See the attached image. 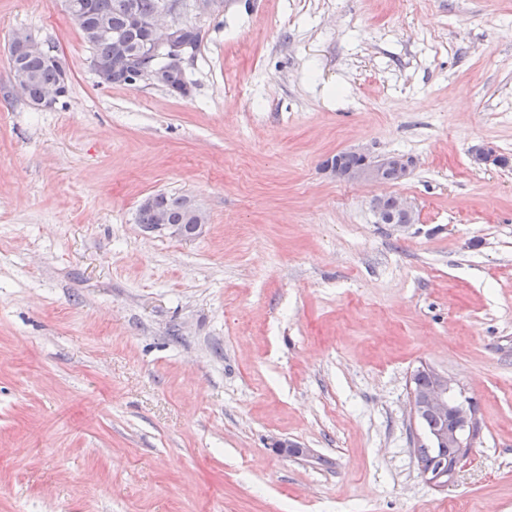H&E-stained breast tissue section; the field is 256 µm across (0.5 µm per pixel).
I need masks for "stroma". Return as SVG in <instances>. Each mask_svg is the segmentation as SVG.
Here are the masks:
<instances>
[{
	"instance_id": "1",
	"label": "stroma",
	"mask_w": 512,
	"mask_h": 512,
	"mask_svg": "<svg viewBox=\"0 0 512 512\" xmlns=\"http://www.w3.org/2000/svg\"><path fill=\"white\" fill-rule=\"evenodd\" d=\"M190 93L100 84L62 0H0V512H512V0H223ZM70 90L16 93L14 32ZM411 156L389 185L326 171ZM194 198L193 240L138 222ZM418 214L376 223L373 198ZM477 401L420 476L421 367ZM285 438L310 457L276 453Z\"/></svg>"
}]
</instances>
